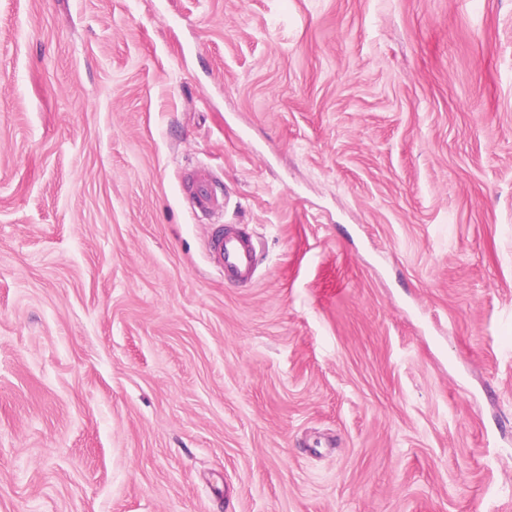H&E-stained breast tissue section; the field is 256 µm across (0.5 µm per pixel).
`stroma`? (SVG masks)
Returning <instances> with one entry per match:
<instances>
[{
    "mask_svg": "<svg viewBox=\"0 0 512 512\" xmlns=\"http://www.w3.org/2000/svg\"><path fill=\"white\" fill-rule=\"evenodd\" d=\"M0 512H512V0H0ZM214 183V176L206 169L197 170L189 183L193 208L202 214H213L224 210V197L218 193ZM214 261L223 267L224 275L239 281L252 278L257 268L259 244L252 237L224 230L212 234L209 243Z\"/></svg>",
    "mask_w": 512,
    "mask_h": 512,
    "instance_id": "obj_1",
    "label": "stroma"
}]
</instances>
